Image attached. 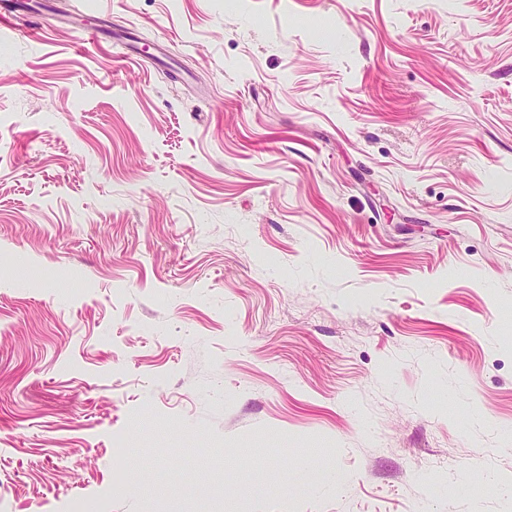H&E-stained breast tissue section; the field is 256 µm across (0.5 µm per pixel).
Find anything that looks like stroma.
<instances>
[{
    "label": "stroma",
    "mask_w": 512,
    "mask_h": 512,
    "mask_svg": "<svg viewBox=\"0 0 512 512\" xmlns=\"http://www.w3.org/2000/svg\"><path fill=\"white\" fill-rule=\"evenodd\" d=\"M511 433L512 0L0 26V512H512Z\"/></svg>",
    "instance_id": "1"
}]
</instances>
